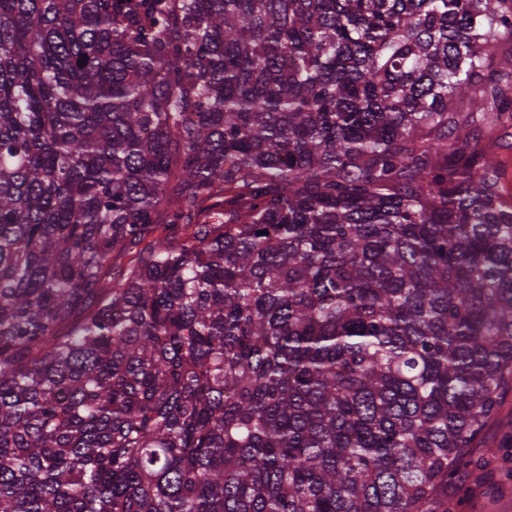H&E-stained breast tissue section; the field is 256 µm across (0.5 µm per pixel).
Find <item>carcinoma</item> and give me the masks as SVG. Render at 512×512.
I'll return each instance as SVG.
<instances>
[{"instance_id":"carcinoma-1","label":"carcinoma","mask_w":512,"mask_h":512,"mask_svg":"<svg viewBox=\"0 0 512 512\" xmlns=\"http://www.w3.org/2000/svg\"><path fill=\"white\" fill-rule=\"evenodd\" d=\"M506 44L512 0H0V512H440L512 392ZM503 133H504V131H500L499 128L495 130L494 137L497 138V144H498L495 149H496L498 158L500 160V163L502 165V168L505 172V178L507 176V173H509V177L507 180L504 181V185H505L506 189L508 190L510 199H511V195H512V147L510 146V144H512V137H510V136L502 137Z\"/></svg>"}]
</instances>
